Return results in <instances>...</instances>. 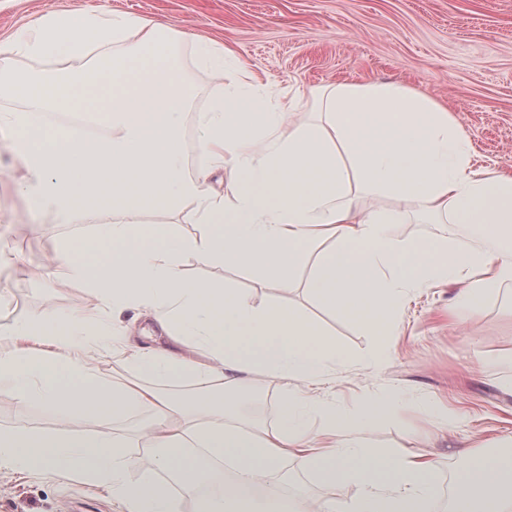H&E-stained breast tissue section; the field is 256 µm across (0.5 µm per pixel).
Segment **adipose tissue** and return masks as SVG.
<instances>
[{
	"mask_svg": "<svg viewBox=\"0 0 512 512\" xmlns=\"http://www.w3.org/2000/svg\"><path fill=\"white\" fill-rule=\"evenodd\" d=\"M187 39L160 21L59 9L0 41V96L24 103L0 113L24 207L112 216L52 249L65 285L88 291L83 311L50 324H0V397L33 399L77 419L152 407L147 435L156 450L153 470L132 481L128 440L15 427L0 429V468H55L105 489L121 512H180V488L193 493L195 512H433L437 463L363 437L375 418L394 415V397L368 395L352 412L319 386L336 369H375L389 358L388 338L411 292L458 284L448 319L464 325L512 283V176L475 167L467 131L428 95L392 81L339 82L316 93L317 121L297 122L301 94H271L233 51L206 40L195 43L199 62L219 75L231 70L234 80L199 113L201 159L187 170ZM20 56L46 67L21 69ZM243 97L252 108L236 109ZM43 113L80 120L44 123ZM90 124L99 136H88ZM219 171L227 188L216 193L209 180ZM363 187L471 233L398 237L391 227L405 211L365 204ZM187 202L204 226L198 235L140 220ZM184 255L283 289L310 266L317 302L381 342L355 357L297 310L188 279ZM130 308L152 313L163 334L202 352L199 360L166 348L129 357L139 372L196 386L193 398L115 383L93 365L112 340L113 314ZM254 374L280 382L275 428L237 419ZM288 461L322 484L353 487L354 496L315 510L303 496H282L267 477ZM451 512H512V453L469 454Z\"/></svg>",
	"mask_w": 512,
	"mask_h": 512,
	"instance_id": "obj_1",
	"label": "adipose tissue"
}]
</instances>
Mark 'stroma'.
<instances>
[{
	"mask_svg": "<svg viewBox=\"0 0 512 512\" xmlns=\"http://www.w3.org/2000/svg\"><path fill=\"white\" fill-rule=\"evenodd\" d=\"M112 11L153 18L235 51L245 68L270 92L304 93L305 103L322 86L336 82L397 81L447 104L468 132L477 165L512 174V0H0V40L32 19L61 8ZM185 79L195 95L184 115L182 149L187 167L199 160L197 114L215 92L216 78L182 53ZM20 170L0 144V260L14 270L0 293V323L29 316L45 320L82 309L85 289L65 285L46 267L53 245L76 238L107 213L62 221L50 212L26 211L14 192ZM186 276L251 294L259 303L293 307L315 319L354 355L377 338L363 326L322 308L305 289L309 267L294 288L233 266H202L182 260ZM456 286L440 283L414 293L405 303L393 354L378 370H337L323 389L326 398L352 400L388 393L398 413L374 421L366 437L380 448L407 450L440 466L435 512H448L464 449L501 451L512 436V288L486 301L481 318L452 325L448 306ZM124 334L94 364L121 383L158 386L162 393L190 396L187 387L156 384L135 372L127 348L164 346L155 319L129 310ZM150 410L115 419L86 420L82 430L106 433L134 444L135 479L154 467L145 432ZM71 429L69 418L24 399L0 400V428ZM0 512H120L109 494L52 470L0 469Z\"/></svg>",
	"mask_w": 512,
	"mask_h": 512,
	"instance_id": "35a3bbf8",
	"label": "stroma"
}]
</instances>
